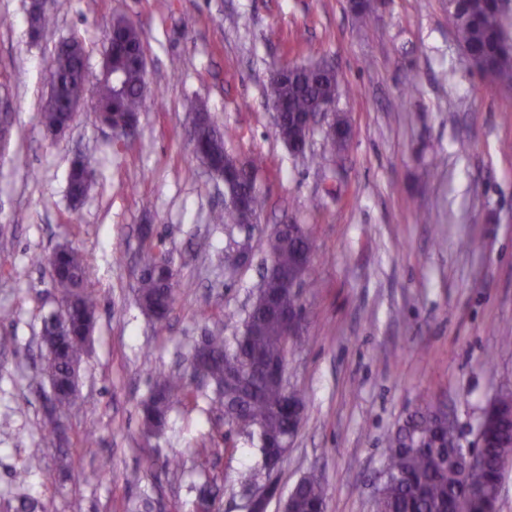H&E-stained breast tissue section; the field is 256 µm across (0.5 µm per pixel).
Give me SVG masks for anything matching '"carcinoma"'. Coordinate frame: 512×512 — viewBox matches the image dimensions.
Instances as JSON below:
<instances>
[{
  "mask_svg": "<svg viewBox=\"0 0 512 512\" xmlns=\"http://www.w3.org/2000/svg\"><path fill=\"white\" fill-rule=\"evenodd\" d=\"M460 46L486 69L499 66L512 69V56L504 54L503 43L512 35V16L493 10L487 0H466L462 10L449 12ZM53 22L47 11H32L27 23L31 33L38 34ZM120 41L131 50L143 43V31L122 16H115L108 29V41ZM86 46L73 40L57 48L53 82L55 89L45 100L39 113L40 123L57 133L71 124L74 114L70 106L77 100H90L115 124L138 116L147 94L146 76L135 59H115L112 65L122 71L123 88L118 90L104 81L87 82L84 58ZM336 75L322 70L295 69L286 81H273L267 88L271 103L286 100L290 112H311L320 103L336 96ZM196 136L203 144L191 153V160L219 172L224 168L227 153L224 150V131L209 116L200 115L196 122ZM91 161L83 158L70 166L68 196L73 207H79L90 188L88 173ZM261 210L260 197L247 208L224 207L215 216L218 224H251ZM303 239L289 233L268 238V252L283 270L292 269ZM51 263L53 278L62 301L74 311L67 326L68 336L55 355L44 359V371L57 378L66 377L87 341L88 330L96 323V300L91 288L87 264L83 255L67 248L54 254ZM163 259L160 253L146 250L140 253L141 275L137 283V297L141 309L159 320L172 308L174 293L161 273ZM256 329L248 338L246 354L257 360L280 358L286 350V340L278 322L257 311L242 329ZM211 383L223 384L224 362L232 360L226 350L224 337L211 336ZM250 392L242 396L222 389L217 391L216 404L224 410V418L231 424L250 430L257 436L260 452L287 429V421L276 412L285 399L283 388L266 379L255 365L249 376ZM194 396L183 377L174 373H160L151 388L143 409V426L149 433L161 430L167 422L171 405L185 402ZM439 412L427 404L410 415L395 435L388 438L384 467L388 479L380 497L374 503L375 512H497L499 498L461 497L459 489L463 473V459L453 448V435H444L440 429ZM479 449L483 460L482 479L491 488L501 484L505 465L512 458V393L498 395L481 420ZM325 486L314 475L305 476L291 498L293 512H315L325 505Z\"/></svg>",
  "mask_w": 512,
  "mask_h": 512,
  "instance_id": "carcinoma-1",
  "label": "carcinoma"
}]
</instances>
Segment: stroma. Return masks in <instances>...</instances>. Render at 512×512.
Masks as SVG:
<instances>
[{
    "mask_svg": "<svg viewBox=\"0 0 512 512\" xmlns=\"http://www.w3.org/2000/svg\"><path fill=\"white\" fill-rule=\"evenodd\" d=\"M29 3L0 0V512H200L206 483L219 512H248L267 481L258 441L225 423L213 387L193 382L196 402L174 404L158 434L144 431L141 403L159 372L191 380L205 336H236L278 224L308 227L315 281L288 345L286 384L306 411L282 491L314 474L326 512H374L387 440L426 403L475 447L487 404L512 391V91L465 62L448 0H382L365 22L349 0H59L37 36ZM116 14L145 33L136 139L117 145L89 105L48 133L37 115L56 48L81 39L96 80ZM317 61L336 72L350 138L327 153L317 125L299 156L264 90L280 65ZM199 106L226 130L227 153L265 159L260 230L212 221L224 182L189 160ZM78 156L94 174L75 210ZM235 241L252 260L233 270ZM60 245L87 259L97 320L74 401L53 414L41 334L59 308L48 258ZM148 247L169 253L179 282L161 322L136 296ZM104 459L109 471L90 479Z\"/></svg>",
    "mask_w": 512,
    "mask_h": 512,
    "instance_id": "obj_1",
    "label": "stroma"
}]
</instances>
